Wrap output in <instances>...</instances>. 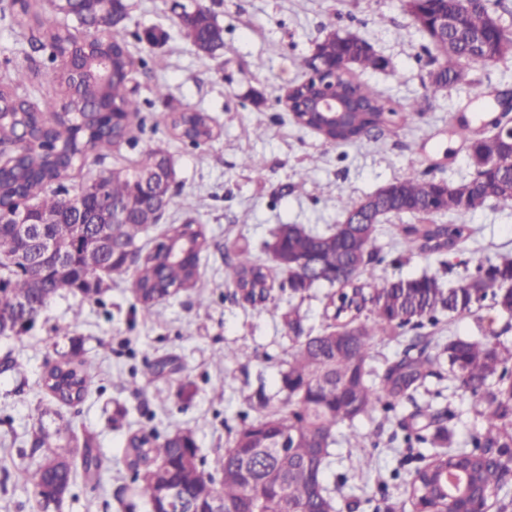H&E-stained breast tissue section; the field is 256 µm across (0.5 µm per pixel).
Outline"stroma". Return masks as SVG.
<instances>
[{
	"instance_id": "35a3bbf8",
	"label": "stroma",
	"mask_w": 512,
	"mask_h": 512,
	"mask_svg": "<svg viewBox=\"0 0 512 512\" xmlns=\"http://www.w3.org/2000/svg\"><path fill=\"white\" fill-rule=\"evenodd\" d=\"M224 30V46L199 52L187 39L172 0H130L122 26L129 51L139 62L130 85L145 106L135 119L132 141H121L104 156L90 153L81 169L64 184L79 193L100 174L130 165L149 149L166 154L173 168L174 198L160 223L150 225L140 243L153 249L168 225L202 226L209 246L201 257L200 278L188 288L143 313L134 298L131 274L104 278L93 299L60 292L26 333L0 337V360L17 369L0 373V512H37L31 488L21 474L46 455L33 449L31 433L45 427L48 446L64 443L62 424L78 438L91 439L104 459L98 479L76 476L60 505L49 512H148L137 496L123 450L140 430L167 434L191 431L208 470L229 448L235 434L261 414L260 398L279 402V380L295 349L286 317L300 318L304 330L330 323L329 285L297 294L279 276L267 300L245 299L230 277L237 250L250 249L271 262L266 248L284 224L323 230L344 219V202L357 203L390 182L414 177L456 184L471 175L469 151L448 128L480 102L483 80L512 85V55L471 71L472 85L430 100L420 115L372 132L355 145L334 147L320 136L300 130L283 104L288 87L305 78L296 65L311 57L331 31L365 39L387 62L375 71L352 69V76L377 88L397 111H405L422 94V82L436 52L412 20L402 0H204ZM163 34V43L141 41L143 31ZM29 68L32 79L18 94L38 104L59 99L56 80L62 61H50L40 43L23 35L12 17L0 18V61ZM167 85L169 96L156 98L154 87ZM206 112L215 135L200 147L183 142L172 130L173 113ZM265 130L255 138L254 127ZM263 164L262 172L243 167L244 157ZM307 170L304 187L296 173ZM409 215L382 219L374 241L386 260L376 268L384 280L422 274L436 276L443 288L455 287L463 268H448L443 257L411 255L399 242L412 223ZM467 222L475 230L467 254L479 259L512 254V207L477 208ZM492 325L512 341V317L493 299L469 314L441 315L436 334L474 336ZM80 344L92 366L89 396L58 415L41 416V376L47 362ZM236 358H229V351ZM154 373L145 382L146 373ZM418 405L438 400L450 404L456 440L481 427L469 399L452 393L448 379L428 378L415 395ZM354 428L366 436L363 446L334 447L327 482L336 488L338 505L352 512H414L404 480L419 465V449L391 443V427L378 417H363ZM345 485H338V478Z\"/></svg>"
}]
</instances>
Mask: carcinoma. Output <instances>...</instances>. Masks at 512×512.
Here are the masks:
<instances>
[{"label":"carcinoma","instance_id":"cac0c4a2","mask_svg":"<svg viewBox=\"0 0 512 512\" xmlns=\"http://www.w3.org/2000/svg\"><path fill=\"white\" fill-rule=\"evenodd\" d=\"M503 2L432 0L433 11L454 14L457 26L448 30V46L444 47L432 32L416 25L440 57L423 82V100L472 84V64L512 53V37L497 16ZM49 3L87 31L83 41H77L67 27L43 26L39 15L30 13L29 0H5L0 6L1 14L11 11L18 27H38L41 44L52 49L51 58L66 61L60 76L65 99L40 107L16 97L29 74L24 67L5 61L9 69L0 82V141L12 143L14 152L0 163V248L13 255V262L10 266L0 262V319L22 298L42 306L62 290L93 298L99 288L91 287V280L126 272L124 254L128 251L135 268L133 292L148 313L160 300L196 284L199 258L208 249V240L199 227L172 224L154 249L143 253L139 241L147 227L157 223V216L139 189L137 177L156 165L158 151L153 149L144 152L137 164L104 173L69 196L61 179L82 164L88 153L108 151L123 140L141 105L127 90L134 61L125 35L112 24V15L129 7L126 0ZM183 30L196 46L203 44L209 51L224 46L223 29L201 0H196V11ZM477 36L485 39L486 51H476L473 38ZM317 51L327 60L346 56L361 69L385 66L372 46L356 35L330 34L317 45ZM336 86L358 101L355 111L340 121L296 112L295 123L336 147L354 144L370 130L388 124L393 110L373 86L341 74L336 76ZM511 112L508 108L489 116L480 128L459 119L457 128L466 131L462 142L477 153L502 146L507 140L503 128L512 122ZM172 126L198 146L213 136L208 115L192 109L175 116ZM486 182L512 184V153L502 152L490 170L475 168L465 184L477 190L467 195L441 181L397 179L386 186L383 215L410 214L420 220L403 229L406 251L458 257L472 235L466 222L470 211L490 200L512 204V199L480 190ZM80 207L98 219L93 232L121 246L120 254L104 255L92 247L82 226L72 219ZM21 208L39 219H52L45 225L46 234L76 248L73 264L46 268L36 261L33 246L11 236L12 216ZM447 212L455 215V221L438 224L432 220ZM376 230L375 224H350L319 233L300 224H285L277 246L288 260L266 266L246 251L235 255L232 280L247 299L267 293L282 273L288 274V287L296 293L323 283L337 288L333 322L320 333L305 336L300 320H288L297 350L281 374L284 399L279 407L236 433L233 446L217 459L220 479L204 469L196 441L186 430L178 428L163 438L152 431L129 438L124 461L150 509L160 508L159 490L169 484L183 494L182 512H198L204 493L224 501V512H339L326 485L331 449L339 444V429L344 425L350 429L344 437L347 444L365 443L353 424L373 414L393 426L391 440L399 439L409 448L436 449L430 461L416 468L405 482L404 493L415 512H456L477 491L483 493V506L490 497L499 496L512 463V345H506L493 330L473 338L434 336L423 329L436 326L438 315L445 311H470L489 293L499 311L512 317V255L474 264L461 262V283L448 291L427 274L382 281L376 267L385 256L373 249ZM310 256L316 259L317 273L307 270L304 259ZM368 302L370 315L363 320L361 313ZM376 336H392L401 346L378 383L368 365ZM445 365L454 393L469 397L474 416L483 422L482 429L462 443L448 429V421L455 418L448 404L429 403L399 414L404 402H415L414 393L428 377L441 376ZM91 370L90 363L74 356L47 365L42 377L45 398L61 405L82 402L91 384ZM255 434L286 441L288 453L275 455L245 447L241 437ZM79 466L87 474L101 466L99 455L87 441L80 446H57L37 467L26 470L24 482L46 512L69 493ZM244 471L251 478L250 497L245 495Z\"/></svg>","mask_w":512,"mask_h":512}]
</instances>
